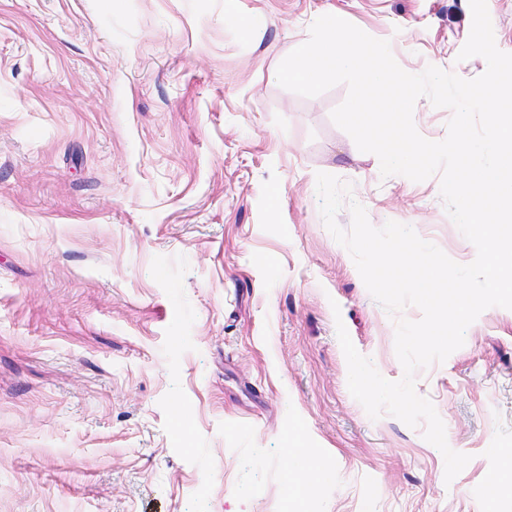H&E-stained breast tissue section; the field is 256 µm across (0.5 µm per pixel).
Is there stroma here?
Here are the masks:
<instances>
[{"mask_svg": "<svg viewBox=\"0 0 512 512\" xmlns=\"http://www.w3.org/2000/svg\"><path fill=\"white\" fill-rule=\"evenodd\" d=\"M335 12L408 73L459 60L469 0H0V512H479L512 448V310L416 375L449 446L371 419L336 325L387 380L395 320L324 225L476 257L440 178L382 177L280 62ZM253 22L244 31L240 18ZM321 476L288 500L290 437Z\"/></svg>", "mask_w": 512, "mask_h": 512, "instance_id": "35a3bbf8", "label": "stroma"}]
</instances>
